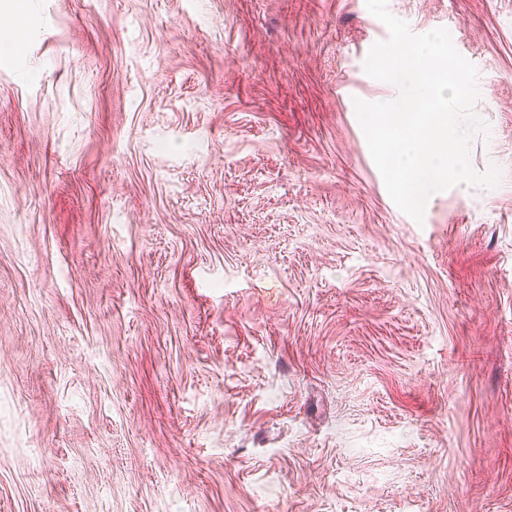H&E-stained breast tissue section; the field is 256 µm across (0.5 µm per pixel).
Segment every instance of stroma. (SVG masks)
Wrapping results in <instances>:
<instances>
[{
    "label": "stroma",
    "mask_w": 512,
    "mask_h": 512,
    "mask_svg": "<svg viewBox=\"0 0 512 512\" xmlns=\"http://www.w3.org/2000/svg\"><path fill=\"white\" fill-rule=\"evenodd\" d=\"M0 0V512H512V0L491 189L391 200L366 0Z\"/></svg>",
    "instance_id": "35a3bbf8"
}]
</instances>
